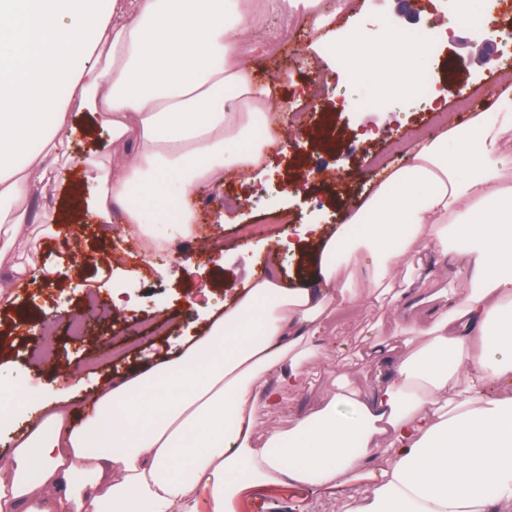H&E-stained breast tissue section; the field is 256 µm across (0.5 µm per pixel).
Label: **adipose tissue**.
<instances>
[{
  "label": "adipose tissue",
  "instance_id": "adipose-tissue-1",
  "mask_svg": "<svg viewBox=\"0 0 512 512\" xmlns=\"http://www.w3.org/2000/svg\"><path fill=\"white\" fill-rule=\"evenodd\" d=\"M350 9L351 0H0V207H16L0 232V298L28 277L30 247L56 221L31 223L19 208L55 163L77 164L91 184L90 213L128 227L144 222L131 187L168 173L178 221L195 235L197 188L262 166L287 142L281 87L257 78L243 39L271 13L318 33ZM75 112L94 114L111 157L73 161ZM260 122L279 137L253 139ZM409 156L345 216L370 224L355 272L332 261L353 250L343 229L320 233L309 283L292 287L273 271L247 279L180 354L104 383L86 425L67 402L42 409L0 465V512H197L203 497L211 512H234L242 491L272 486H349L342 512L512 503V106L498 123L477 115L415 139ZM454 234L468 250L449 254ZM447 254L464 287L430 261ZM366 294L397 312L388 333L366 330L370 387L337 368L327 405L255 450L258 420L320 361L331 311ZM269 376L277 389L259 394Z\"/></svg>",
  "mask_w": 512,
  "mask_h": 512
}]
</instances>
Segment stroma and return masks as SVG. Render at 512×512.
<instances>
[{
  "label": "stroma",
  "mask_w": 512,
  "mask_h": 512,
  "mask_svg": "<svg viewBox=\"0 0 512 512\" xmlns=\"http://www.w3.org/2000/svg\"><path fill=\"white\" fill-rule=\"evenodd\" d=\"M353 10L336 22L342 34L362 33L363 53L356 57L362 66V80L351 83L339 69L321 68L307 61L303 46L312 39L311 27L286 29L281 17L271 18L269 32H258L246 45L247 58L265 79L282 84L283 103L302 113L301 125L289 128L287 152L269 156L270 171L256 170L249 182L225 176L210 195H199L198 210L223 216V223L206 228L207 236L218 238L220 253L205 252L200 258L179 261V253L194 249V240L176 232L170 239L171 262L152 264L144 274L131 277L136 266L129 256L123 270L102 264L75 263L67 239L79 236L90 252H125L127 234L121 224H104L81 213L35 249L40 269L49 274L46 288L13 291V305L0 309V396L22 393L24 402L15 411L12 428L0 431V464L10 455L18 430L27 425L29 411L60 398L76 409L77 423H84L93 409L87 401L107 379L129 369L148 366L180 353L203 334L209 311H223L231 303L243 280L274 269L288 284L308 279L312 265L303 257L312 238L302 235L306 224L338 227L343 211L367 192L373 178L382 173L374 160L389 155L390 166L406 163L407 152L389 154L393 142L411 143L416 136L436 131L434 112L428 102L411 92L385 82L378 96L367 88L375 74L368 69L367 48L377 47L376 61L388 64L393 46L379 47L374 32L384 21H394L406 30L453 28L451 40L443 42L436 55L417 64L436 84V92L450 118L465 125L471 114L500 109L499 70L478 66V57L496 52L493 36L479 37L456 20L454 0H413L411 14L399 12L396 0H352ZM321 86L320 97H312V86ZM468 87L470 112L454 111L460 87ZM77 132L71 145L74 157H108L112 145L108 135L94 125L87 112L73 116ZM89 185L76 179L51 180L35 184L25 206L31 216L67 206L73 195H88ZM285 212L290 223L274 221ZM293 241L288 251L285 241ZM125 288L132 300L124 310L112 306L113 285ZM95 294L98 321L84 338L66 332L72 314L83 313L88 294ZM51 318L56 325L57 362L42 363L44 340L39 324ZM394 310L381 309L365 301L349 306L327 320L324 328L327 348L319 365L313 366L302 386L284 394L267 419L259 422L252 437L262 447L271 431L292 428L299 419L322 407L334 390L336 364L348 360L359 384H368L367 365L358 353L363 348L362 332L374 322L391 326ZM72 372L63 380L61 370ZM334 494L312 487L291 490L274 487L261 493H244L237 512H340Z\"/></svg>",
  "instance_id": "1"
}]
</instances>
